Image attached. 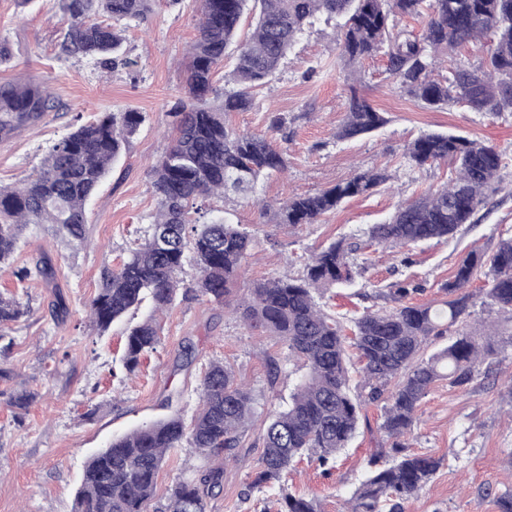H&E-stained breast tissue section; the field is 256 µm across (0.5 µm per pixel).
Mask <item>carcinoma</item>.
Segmentation results:
<instances>
[{"label": "carcinoma", "instance_id": "carcinoma-1", "mask_svg": "<svg viewBox=\"0 0 512 512\" xmlns=\"http://www.w3.org/2000/svg\"><path fill=\"white\" fill-rule=\"evenodd\" d=\"M157 0H57L67 17L60 42L66 57L90 58L112 68L123 56L125 25L144 23ZM254 19L248 39L237 44L230 74L236 88L219 94L215 69L224 63L245 13ZM198 34L191 47L186 98L171 116L177 135L152 168L157 212L148 238L117 269L101 273V288L88 305V319L99 331L145 300L153 314L128 329L123 366L129 373L155 348V313L173 303L185 264L196 269L195 296L228 306L242 263L260 245L252 234L225 219L202 221L197 201L212 195L246 196L260 179L287 169L286 154L267 134L240 132L228 122L232 112L253 108V90L279 70L305 27L319 17L336 19V44L343 64L384 52L400 88L428 109L464 105L474 112H512V0H199ZM427 14L423 38L397 29V18ZM492 36L479 66L457 63L434 77L437 53L453 51ZM45 82L30 77L0 85V138L37 122L50 108ZM144 121L140 112H108L56 143L41 166L15 187L0 186V266L10 265L23 230L51 224L56 238L86 242V204L122 148ZM387 123L383 113L354 95L337 131L340 140L371 133ZM404 158L413 167L446 163L455 177L448 184L397 206L390 217L368 229L371 242L409 249L441 241L472 223L489 197L501 190L502 153L496 146L465 136L432 132L407 143ZM392 175L372 168L314 194L280 203L273 223L316 224L346 198L370 195ZM358 246L339 239L311 253L305 275L271 277L235 300L243 324L283 342L288 355L303 361L304 378L288 405L269 413L260 438L264 448L253 485L281 483L292 464L306 455L328 470L354 436L363 404L350 388V356L363 363L371 399L386 397L379 429L397 439L388 459H369L366 479L348 512H403V503L434 478L441 459L411 454L398 438L411 431L420 401L442 380L457 387L474 381L479 366L502 347H512V327H501L477 342L468 329L472 294L465 291L475 271L487 267L488 305L512 322V237L500 240L488 258L469 253L437 304L405 303L412 289L393 291L392 309L367 311L344 321L326 312L314 293L354 279ZM16 297L0 295V340L10 325L27 316ZM456 327L455 337L429 356L433 336ZM391 391H386L390 382ZM199 408L191 416L175 412L112 440L87 461L76 493V512H207V499L224 482L217 463L177 480L166 503L152 508L156 481L166 454L188 442L197 453L227 455L239 447L254 416L251 392L221 362L208 364L197 387ZM35 395L19 390L7 403L22 412ZM279 512H319L312 499L281 490Z\"/></svg>", "mask_w": 512, "mask_h": 512}]
</instances>
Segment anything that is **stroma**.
Here are the masks:
<instances>
[{
  "label": "stroma",
  "mask_w": 512,
  "mask_h": 512,
  "mask_svg": "<svg viewBox=\"0 0 512 512\" xmlns=\"http://www.w3.org/2000/svg\"><path fill=\"white\" fill-rule=\"evenodd\" d=\"M197 7L196 0H162L147 24L126 30L125 64L106 70L92 60L59 56L66 20L49 0L26 5L0 0V40L9 42L13 54L11 67L0 69V83L36 75L53 95L52 109L38 122L0 139V185L32 173L55 143L103 113L133 110L144 115L127 151L87 203L86 244L70 247L54 241L49 225L32 224L18 243L14 266L0 267V293L16 296L29 308L8 330L9 347L0 352L14 372L13 379H0V512H74L89 456L113 437L173 412L192 415L201 373L212 361L230 366L257 404L208 512H269L280 493L278 485L256 489L251 482L261 460L259 436L266 415L285 405L304 373L283 344L201 298H177L159 314L146 302L135 317L156 314L159 342L130 375L121 363L125 323L100 334L86 318L103 269L118 266L154 222L157 200L150 166L170 142L169 113L186 93ZM337 54L332 25L317 21L300 36L276 77L254 89V107L230 117L242 132L265 131L274 113L288 118L284 134L273 140L287 152V172L262 179L254 194L215 196L202 204L205 219L225 218L261 241L234 293L243 295L254 282L274 276H303L310 253L343 238L362 243V273L352 284L323 293L319 303L329 313L351 317L390 306V288L403 282L412 289L411 302L442 300L461 257L473 250L492 254L501 238L512 235V112L423 108L401 91L382 54L358 64L360 79L352 86L336 64ZM353 94L386 113L389 121L372 135L342 141L336 132ZM442 130L496 145L504 191L490 198L464 234L418 244L408 259L366 246L370 225L384 222L401 201L418 198L452 177V166L415 168L403 157L408 141ZM376 166L388 167L391 180L372 195L344 202L320 223L277 227L260 207L264 200L325 190ZM46 249L54 260L53 280L34 276L18 281L15 267H35ZM59 294L68 306L60 319L52 313ZM272 358L281 367L274 382L269 379ZM350 376L352 392L366 398L355 438L335 469L327 472L304 460L288 477L289 492L316 499L322 512H344L345 500L368 473L370 456L390 447L379 429L383 401L368 399L358 371ZM511 384L508 347L488 358L470 385L441 381L431 388L406 442L410 452L441 457L444 464L418 497L406 503V512H498L496 493L512 490ZM23 388L36 398L18 415L5 396ZM208 464L190 446L171 451L157 477L156 502H164L178 478Z\"/></svg>",
  "instance_id": "35a3bbf8"
}]
</instances>
